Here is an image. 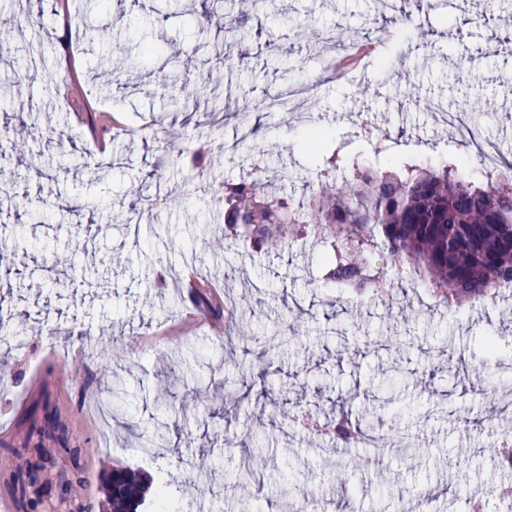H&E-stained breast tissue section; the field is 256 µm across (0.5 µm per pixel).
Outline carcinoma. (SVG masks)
<instances>
[{
  "mask_svg": "<svg viewBox=\"0 0 512 512\" xmlns=\"http://www.w3.org/2000/svg\"><path fill=\"white\" fill-rule=\"evenodd\" d=\"M207 97L203 83L187 84L179 107ZM308 201L294 203L246 173L224 183V239L244 237L253 248L317 235L328 257L324 279L352 295L383 294L399 283L421 286L443 301H483L499 281L512 280V191L489 174L453 162H407L399 170L361 167L332 154ZM371 414L336 406L326 424L332 444L357 446L369 437ZM60 437L38 436V457L77 460L81 449L52 419ZM145 477L123 468L107 483L112 512H138Z\"/></svg>",
  "mask_w": 512,
  "mask_h": 512,
  "instance_id": "carcinoma-1",
  "label": "carcinoma"
}]
</instances>
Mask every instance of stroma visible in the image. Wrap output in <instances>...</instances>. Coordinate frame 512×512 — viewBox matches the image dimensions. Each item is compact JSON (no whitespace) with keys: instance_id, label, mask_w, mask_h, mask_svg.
Wrapping results in <instances>:
<instances>
[{"instance_id":"stroma-1","label":"stroma","mask_w":512,"mask_h":512,"mask_svg":"<svg viewBox=\"0 0 512 512\" xmlns=\"http://www.w3.org/2000/svg\"><path fill=\"white\" fill-rule=\"evenodd\" d=\"M205 10L237 15L244 39L199 24ZM24 22L39 34L37 71L0 53V174L13 183L0 197V502L25 512L9 490L22 464L13 451L47 400L83 449L82 481L67 498L93 512H107L116 466L150 476L139 512H250L273 502L331 512L344 500L353 512H472L485 499L493 512H512V493H500L512 490V469L490 445L491 430L512 434V293L453 309L411 288L396 306L325 283L315 241L256 250L214 234L224 220L219 190L251 165L266 167L282 193L301 195L317 165L303 145L312 125L327 130L326 153L370 167L418 161L406 150L416 142L438 144L442 158L461 155L477 127L502 166L512 165V0L492 17L481 2L465 16L457 0H420L407 21L382 0H262L247 10L240 0H40L29 15L21 0H0V36ZM343 33L385 40L354 78L329 66ZM145 46L137 68L112 83L99 78L115 49ZM462 56L478 62L476 76L456 71ZM186 59L217 112L172 107ZM298 86L308 93L295 110L266 108ZM463 98L461 121L436 120ZM213 123L229 151L203 150ZM367 126L390 134L385 156ZM17 139L26 152L14 149ZM198 153L208 162L202 173L191 162ZM141 185L168 203L132 228L124 218ZM193 278L234 307L245 340L219 333L215 317L188 303ZM488 335L500 345L493 358ZM115 343L128 356L118 370L97 357ZM254 349L266 374L247 378L238 366ZM214 366L236 392V416L181 399ZM115 383L130 396L107 420L90 404ZM261 389L269 402L260 419ZM487 398L503 412L481 424ZM339 402L382 418L378 461L360 465L361 448L340 452L308 431L307 419ZM129 422L152 437L156 459L141 455ZM178 423L190 443L178 442ZM259 442V501L234 499L244 450ZM162 483L169 497L159 495Z\"/></svg>"}]
</instances>
